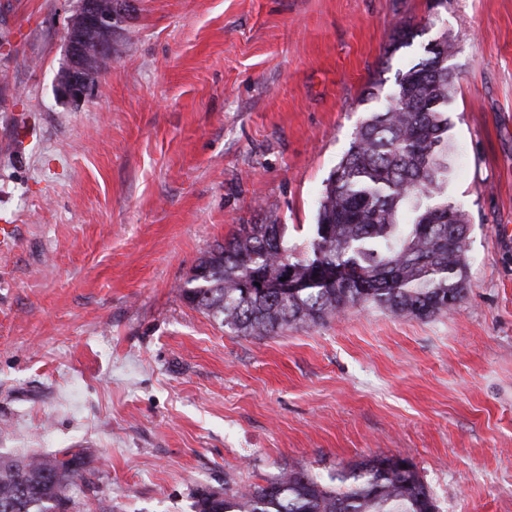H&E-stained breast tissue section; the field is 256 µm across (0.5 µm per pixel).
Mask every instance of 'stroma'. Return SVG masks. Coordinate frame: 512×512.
I'll return each instance as SVG.
<instances>
[{
    "instance_id": "obj_1",
    "label": "stroma",
    "mask_w": 512,
    "mask_h": 512,
    "mask_svg": "<svg viewBox=\"0 0 512 512\" xmlns=\"http://www.w3.org/2000/svg\"><path fill=\"white\" fill-rule=\"evenodd\" d=\"M76 5L0 0V455L85 448L82 512H196L228 475L382 454L439 512H512V0H131L77 103L55 93ZM443 32L457 309L258 339L188 305L236 225L309 240L366 113Z\"/></svg>"
}]
</instances>
